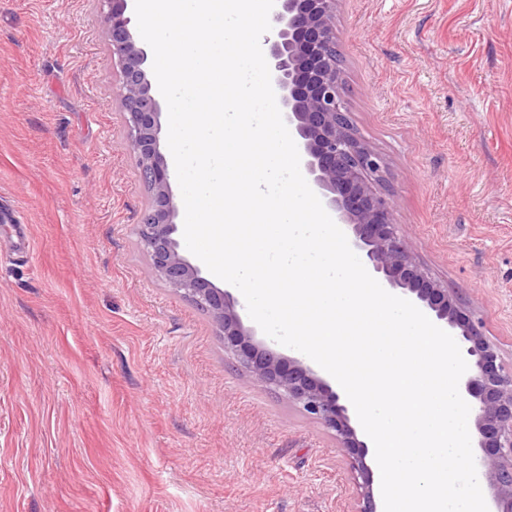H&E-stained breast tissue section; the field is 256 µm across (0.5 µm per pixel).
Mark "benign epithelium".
<instances>
[{
	"label": "benign epithelium",
	"mask_w": 512,
	"mask_h": 512,
	"mask_svg": "<svg viewBox=\"0 0 512 512\" xmlns=\"http://www.w3.org/2000/svg\"><path fill=\"white\" fill-rule=\"evenodd\" d=\"M112 53L121 65L122 105L131 148L151 191L138 224L140 243L155 275L210 313L232 354L261 385L279 392L321 423L348 456L361 492L358 512H377L369 446L360 439L346 398L301 360L278 353L256 339L233 294L215 287L185 254L177 237L178 206L171 171L161 150V105L148 78V54L128 12L130 0H102ZM336 0H275L267 63L277 104L298 141L305 179L328 207L358 251L382 279L436 322L446 325L463 350L468 370L462 393L474 418L481 455L476 468L491 490L494 512H512V372L505 371L497 347L448 291L416 260L394 218L395 204L383 186V157L352 131L336 62Z\"/></svg>",
	"instance_id": "7a95c632"
}]
</instances>
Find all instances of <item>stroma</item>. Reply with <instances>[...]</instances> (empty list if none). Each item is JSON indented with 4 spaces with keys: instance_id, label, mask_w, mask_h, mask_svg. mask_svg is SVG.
Returning <instances> with one entry per match:
<instances>
[{
    "instance_id": "1",
    "label": "stroma",
    "mask_w": 512,
    "mask_h": 512,
    "mask_svg": "<svg viewBox=\"0 0 512 512\" xmlns=\"http://www.w3.org/2000/svg\"><path fill=\"white\" fill-rule=\"evenodd\" d=\"M103 0H0V512H357L334 437L258 385L137 235ZM353 129L512 371V0H338Z\"/></svg>"
}]
</instances>
